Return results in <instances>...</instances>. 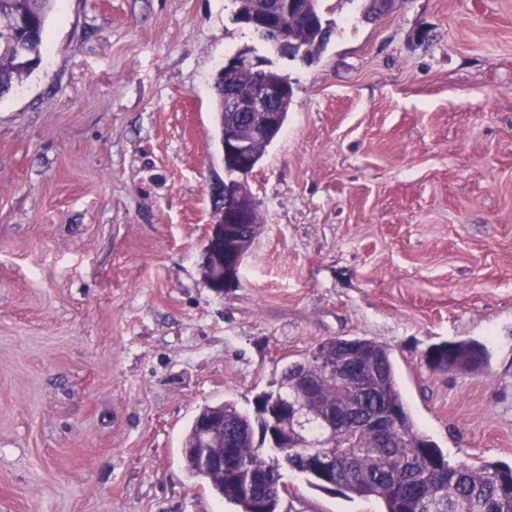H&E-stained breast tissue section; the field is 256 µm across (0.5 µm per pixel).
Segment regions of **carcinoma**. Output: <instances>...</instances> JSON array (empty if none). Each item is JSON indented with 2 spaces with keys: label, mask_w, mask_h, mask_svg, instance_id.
Here are the masks:
<instances>
[{
  "label": "carcinoma",
  "mask_w": 512,
  "mask_h": 512,
  "mask_svg": "<svg viewBox=\"0 0 512 512\" xmlns=\"http://www.w3.org/2000/svg\"><path fill=\"white\" fill-rule=\"evenodd\" d=\"M56 2L0 0V97L40 64L46 22ZM322 2L313 0L309 10L291 14L282 22L284 34L295 42V60L320 59L331 40L333 22L326 18ZM322 22L328 24L324 36L317 29ZM264 80L280 83L288 78L269 66L259 72L247 67L232 74L219 72L215 79L218 124H239L238 112L226 104L224 92L230 89L237 97L247 98ZM346 345L357 347L358 363L371 364L376 381L370 408L395 416L399 439L382 446L375 455L371 447L376 439L369 429L355 427L353 436L361 444L351 449L357 458V472L336 487L353 496L380 499L384 512H512V466L500 462L456 464L448 461L437 444L423 447L428 436L419 429L403 400L389 347L373 338H336L319 343L317 348L332 355ZM486 357L482 345L461 340L431 346L424 361L435 371H475L485 364ZM309 367L306 358L288 363L276 389L257 394L253 404L261 402L271 409L277 404L297 403L300 393L311 385L326 404L349 401L350 388L345 381L333 377L316 380ZM203 411L224 412V453L230 455V462L224 464L222 475L199 466L196 418L185 437L182 459L193 476L221 499L239 506L240 512H279L284 467L306 474L315 487H326L313 465V453L324 451L319 441L325 431L319 426L313 424L308 431L312 446L265 453L256 432L262 421L254 411H242L231 401Z\"/></svg>",
  "instance_id": "1"
}]
</instances>
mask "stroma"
Wrapping results in <instances>:
<instances>
[{"mask_svg":"<svg viewBox=\"0 0 512 512\" xmlns=\"http://www.w3.org/2000/svg\"><path fill=\"white\" fill-rule=\"evenodd\" d=\"M324 6L335 32L307 65L233 0H58L0 99V512H237L184 466L193 417L251 409L334 338L390 348L450 462L512 464V0ZM244 49L294 95L218 293L214 79ZM461 339L485 369L426 366ZM281 474L280 512H383Z\"/></svg>","mask_w":512,"mask_h":512,"instance_id":"obj_1","label":"stroma"}]
</instances>
